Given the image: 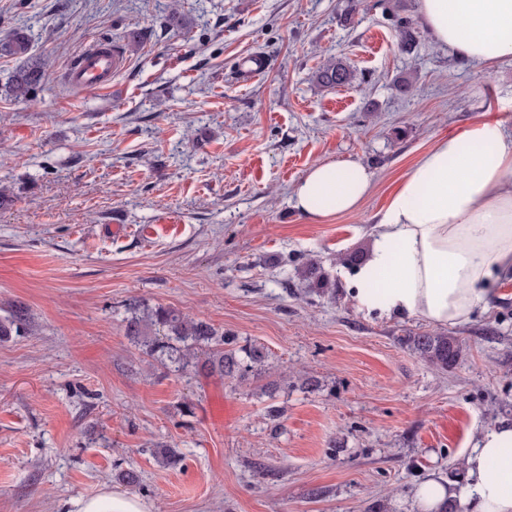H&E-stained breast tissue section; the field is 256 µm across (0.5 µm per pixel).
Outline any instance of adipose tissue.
<instances>
[{"mask_svg": "<svg viewBox=\"0 0 512 512\" xmlns=\"http://www.w3.org/2000/svg\"><path fill=\"white\" fill-rule=\"evenodd\" d=\"M432 41L481 67L512 64V0H417ZM373 176L360 163L313 166L294 186L312 218L357 211ZM512 277V132L481 119L441 138L406 171L376 216L351 299L363 314L465 322L499 280ZM472 512H512V421L480 432L463 459ZM57 512H152L137 495L102 488Z\"/></svg>", "mask_w": 512, "mask_h": 512, "instance_id": "adipose-tissue-1", "label": "adipose tissue"}]
</instances>
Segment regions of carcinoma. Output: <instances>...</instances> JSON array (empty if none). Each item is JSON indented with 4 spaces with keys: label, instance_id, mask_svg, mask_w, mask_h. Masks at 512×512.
Returning <instances> with one entry per match:
<instances>
[{
    "label": "carcinoma",
    "instance_id": "obj_1",
    "mask_svg": "<svg viewBox=\"0 0 512 512\" xmlns=\"http://www.w3.org/2000/svg\"><path fill=\"white\" fill-rule=\"evenodd\" d=\"M400 45L412 50L415 39L411 23L405 18L395 19ZM5 55L24 57L29 51V40L23 31H16L12 38L0 45ZM49 76L48 63L42 59H28L26 65L14 74L6 92L16 100L31 97L43 86ZM353 72L344 63L331 62L318 71L317 80L324 86H341L352 82ZM130 317L126 320L127 335L137 339L150 355L168 361L172 371L185 373L193 366L195 349L209 351L206 366L209 370L240 380L264 366L268 358L266 349L258 344L237 345L234 336L224 334L204 320L188 319L178 311L162 306L145 307L134 300L129 305ZM27 325V314L14 309L0 317V339L20 335ZM412 350L426 362L446 369L459 356V345L452 336L424 333L409 337Z\"/></svg>",
    "mask_w": 512,
    "mask_h": 512
}]
</instances>
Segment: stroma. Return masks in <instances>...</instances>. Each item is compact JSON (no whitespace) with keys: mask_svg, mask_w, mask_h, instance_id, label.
I'll use <instances>...</instances> for the list:
<instances>
[{"mask_svg":"<svg viewBox=\"0 0 512 512\" xmlns=\"http://www.w3.org/2000/svg\"><path fill=\"white\" fill-rule=\"evenodd\" d=\"M176 4L187 28L167 23ZM397 16L416 0H0V43L24 30L51 63L16 101L23 61L0 55V314L29 320L0 341V512L105 486L154 512H411L427 476L464 488L474 436L512 421V280L445 327L461 350L445 370L402 342L433 325L359 314L349 288L424 151L483 118L512 128V66L476 71L421 27L404 52ZM97 40L125 64L110 91L74 89L61 75ZM257 53L269 72L245 80ZM332 59L349 85L318 82ZM343 160L374 174L360 212L301 214L293 186ZM310 258L324 287L299 280ZM134 298L268 363L178 375L127 336ZM48 63L42 59L29 58L26 65L14 74L6 92L15 100H25L43 86L49 76Z\"/></svg>","mask_w":512,"mask_h":512,"instance_id":"obj_1","label":"stroma"}]
</instances>
